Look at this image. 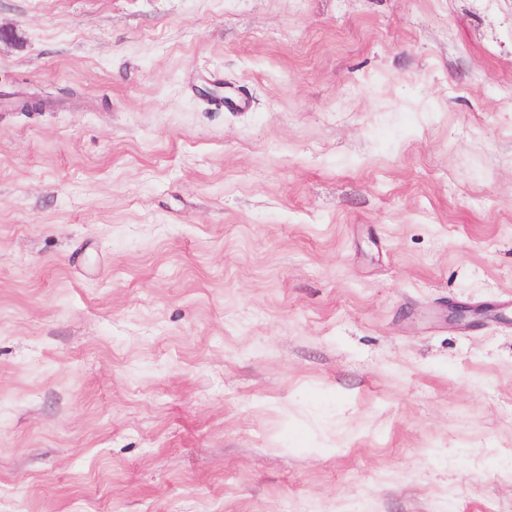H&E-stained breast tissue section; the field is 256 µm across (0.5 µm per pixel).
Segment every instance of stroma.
I'll return each mask as SVG.
<instances>
[{
    "label": "stroma",
    "mask_w": 512,
    "mask_h": 512,
    "mask_svg": "<svg viewBox=\"0 0 512 512\" xmlns=\"http://www.w3.org/2000/svg\"><path fill=\"white\" fill-rule=\"evenodd\" d=\"M0 512H512V0H0Z\"/></svg>",
    "instance_id": "35a3bbf8"
}]
</instances>
